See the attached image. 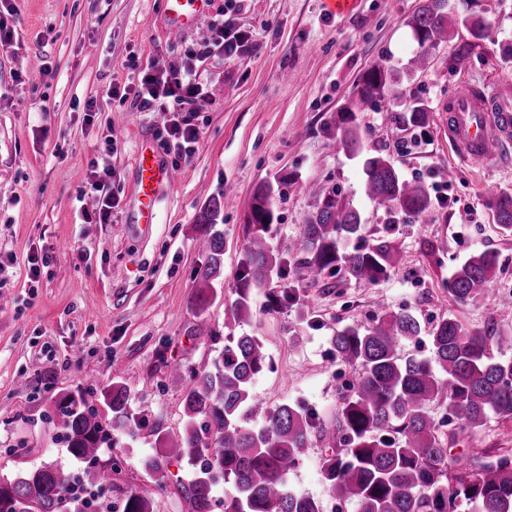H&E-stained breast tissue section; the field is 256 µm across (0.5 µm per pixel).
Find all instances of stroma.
I'll list each match as a JSON object with an SVG mask.
<instances>
[{
	"instance_id": "stroma-1",
	"label": "stroma",
	"mask_w": 512,
	"mask_h": 512,
	"mask_svg": "<svg viewBox=\"0 0 512 512\" xmlns=\"http://www.w3.org/2000/svg\"><path fill=\"white\" fill-rule=\"evenodd\" d=\"M417 5L355 0L349 12L333 16L324 0H211L193 29L172 34L161 0H18L16 14L5 18L15 41L0 50V475L13 479L52 461L78 473L82 465L67 452L54 400L117 378L145 424L116 433L115 445L103 447L97 467L106 475V501H116L118 490L156 483L154 512H186L178 494L192 475L186 461H166L158 471L147 462L184 432L185 383L175 368L198 367L211 355L190 334L193 274L206 261L196 225L211 199L232 198L218 219L224 280L207 311L220 328L236 298L253 193L284 173L291 181L272 237L280 254L289 253L315 207L314 183L346 196L362 215L367 239L386 238L404 263L374 288L336 276L310 287L289 276L296 298L271 315L265 290L253 289V316L233 332L261 337L272 359V370L255 382L258 398L332 419L354 372L337 364L330 338L345 326L369 325L377 294L426 328L451 316L471 330L493 325L512 334V236L499 230L487 205L512 190V158L479 169L460 163L443 109L463 85L492 91L512 84V0H449L454 12L482 17L488 35L476 41L466 28L453 29L431 51L427 70L405 80L408 96L430 106L427 127L409 125L406 104L389 99L359 116L364 152L390 155L406 177L447 185V202L435 203L430 217L391 216L369 201L360 161L339 141L336 114L359 76L382 58L403 66L416 50L408 19ZM222 10L250 32V43L191 62ZM463 48L467 58L451 67ZM158 56L178 72L194 67L207 89L199 140L177 161L157 134L159 116L110 95L112 86H134ZM91 99L100 111H85ZM110 136L118 142L112 154ZM142 138L162 161L176 164L158 221L146 230L128 221ZM104 157L114 171L112 218L86 223L82 211L97 207L87 191L90 163ZM486 249L497 254L498 267L485 299L475 307L457 304L448 292L453 267ZM35 259L43 263L36 276L29 271ZM446 430L456 433L457 450L512 448V421ZM320 455L312 445L291 483L321 500L324 512H356L355 504L331 497Z\"/></svg>"
}]
</instances>
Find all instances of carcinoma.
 Segmentation results:
<instances>
[{
  "instance_id": "carcinoma-1",
  "label": "carcinoma",
  "mask_w": 512,
  "mask_h": 512,
  "mask_svg": "<svg viewBox=\"0 0 512 512\" xmlns=\"http://www.w3.org/2000/svg\"><path fill=\"white\" fill-rule=\"evenodd\" d=\"M418 49L407 62L411 74L424 68L430 51L448 41L449 28L462 25L475 40L486 35L484 22L460 17L448 0H420L408 19ZM405 91L399 74L385 60L374 62L360 77L336 128L355 158H362L363 191L389 215L417 219L433 209L429 185L406 179L390 158L362 155L357 113L380 99L400 102ZM409 123L426 125L430 106L422 100L408 105ZM285 173L275 183L259 186L245 225L242 272L231 306L236 324L252 316L251 291L267 289L266 311L276 312L293 299L292 289L278 280L288 276L287 263L270 242L279 219L276 197L288 186ZM315 210L294 240L292 252L300 276L316 284L327 270L346 281L377 286L398 263L392 243L345 248L362 238L360 213L334 189L313 191ZM222 201L213 199L197 224L207 253L196 274L198 323L193 336L214 345L219 334L206 312L216 299L215 284L224 280V231L217 217ZM496 223L512 233V193L488 202ZM497 254L483 250L452 272L448 287L454 301L475 306L486 296L496 273ZM376 316L367 327L347 326L331 337L336 360L357 373L349 393L341 397L334 418L319 420L300 406L283 402L268 407L257 401L252 387L270 365L263 341L232 333L201 369L188 376L184 397V435L166 445L164 457L184 459L192 478L179 493L188 512H213L214 488L224 482V512H323L322 502L294 489L288 475L317 438L323 453L321 473L333 498L354 502L358 512H512V449L490 456L482 448L452 453L433 406L446 408V419L471 431L491 418L512 420V358H497L492 345L505 342L501 331H470L454 317L440 319L427 331L430 356L403 352L406 341L422 333L418 319L395 312L381 297L374 299ZM512 345V336L507 340ZM111 412L103 419L96 398ZM63 417L64 442L71 457L86 463L77 476L53 463L12 481L0 480V512H86L84 494L102 477L96 467L102 445L112 432L140 425L128 409L124 385L117 379L102 390L65 394L56 403ZM157 487L145 484L123 501L122 512H153Z\"/></svg>"
}]
</instances>
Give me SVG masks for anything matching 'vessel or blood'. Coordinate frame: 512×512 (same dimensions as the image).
<instances>
[{
  "label": "vessel or blood",
  "mask_w": 512,
  "mask_h": 512,
  "mask_svg": "<svg viewBox=\"0 0 512 512\" xmlns=\"http://www.w3.org/2000/svg\"><path fill=\"white\" fill-rule=\"evenodd\" d=\"M210 0H161L166 27L172 32L192 29L207 13ZM448 140L459 160L473 168L497 158L512 144V95L466 87L446 103ZM137 183L131 206L136 224L157 221L161 187L173 185L171 167L156 156L148 142L138 145L135 157Z\"/></svg>",
  "instance_id": "vessel-or-blood-1"
}]
</instances>
